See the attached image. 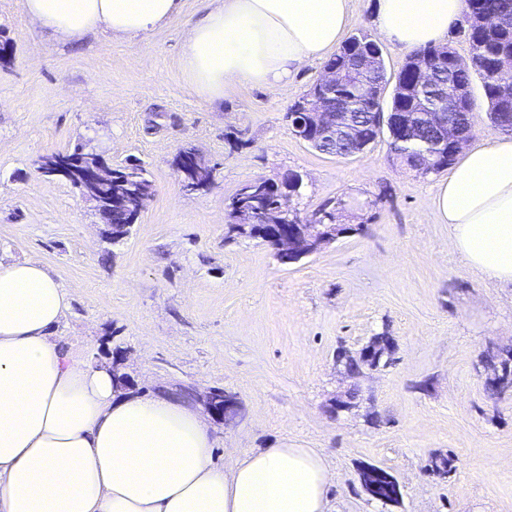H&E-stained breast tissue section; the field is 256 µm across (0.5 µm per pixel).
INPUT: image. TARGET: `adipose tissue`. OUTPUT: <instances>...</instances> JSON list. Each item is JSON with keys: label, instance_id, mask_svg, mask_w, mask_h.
<instances>
[{"label": "adipose tissue", "instance_id": "obj_1", "mask_svg": "<svg viewBox=\"0 0 512 512\" xmlns=\"http://www.w3.org/2000/svg\"><path fill=\"white\" fill-rule=\"evenodd\" d=\"M185 33L182 69L199 99L225 89L287 91L341 42L350 0H207ZM182 0H25L65 42L98 26L139 36ZM465 0H377L378 34L412 51L441 41ZM435 206L453 249L512 285V138L470 150ZM69 293L42 264L0 262V512H327L333 476L312 448H262L217 464L201 410L120 390L105 363L55 334Z\"/></svg>", "mask_w": 512, "mask_h": 512}]
</instances>
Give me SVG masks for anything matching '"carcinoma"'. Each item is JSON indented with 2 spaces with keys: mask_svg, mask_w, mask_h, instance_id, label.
<instances>
[{
  "mask_svg": "<svg viewBox=\"0 0 512 512\" xmlns=\"http://www.w3.org/2000/svg\"><path fill=\"white\" fill-rule=\"evenodd\" d=\"M466 21L471 55L464 66L448 68L442 64L434 66L431 82L434 85L453 83L464 90L461 104L441 101L435 112H423L415 101L408 86L417 80L413 69L414 62L421 58L437 56L443 46L430 45L412 51L405 59L396 76V83L389 103H384L383 92L389 82L385 68L368 69L361 67L359 54L354 48L368 47L370 37L359 33L348 38L326 65L344 68L349 75L346 81L336 85L328 103L324 106L328 120L336 127V135L322 138L315 149L336 157H349L363 152V143L350 133L358 127L368 133V142L377 139L374 124L376 105H387L389 112H415L414 122L417 132L413 138H405L399 131H391L390 151L394 158L408 169L420 174L438 172L447 168L455 160L457 150L448 148L438 135V127L445 123L457 127L462 132H471L470 112H472L471 78L477 74L483 81V89L488 103L489 119L505 133H512V99L503 100L496 94L498 82L509 78V70L501 68L504 60L512 57V0H466ZM74 152L80 154L84 163H97L98 153L78 145ZM72 152V153H74ZM423 152L435 154L440 163L436 166L420 168L416 161ZM72 153H54L43 157L39 170L47 176L59 159H68ZM191 165V185L200 191H207L214 183L215 167L209 165L198 150L187 145L179 150L174 165ZM83 196L94 202V208L101 221L109 227L108 235L112 244L122 242L131 232L128 213L148 204L152 195L151 182L146 170L140 165L118 168V178L112 185L82 182L74 183ZM299 218L296 207L283 208L276 192L254 179L243 184L230 198L226 206V239L239 237L264 239L261 231L275 224H288ZM486 369H507V359L498 350H489L482 355Z\"/></svg>",
  "mask_w": 512,
  "mask_h": 512,
  "instance_id": "obj_1",
  "label": "carcinoma"
}]
</instances>
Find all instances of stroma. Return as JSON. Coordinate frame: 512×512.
<instances>
[{"label":"stroma","instance_id":"1","mask_svg":"<svg viewBox=\"0 0 512 512\" xmlns=\"http://www.w3.org/2000/svg\"><path fill=\"white\" fill-rule=\"evenodd\" d=\"M205 6L133 40L106 27L64 43L31 22L24 0H0V261L43 263L71 292L57 336L93 362H118L137 393L200 404L236 396L217 424L227 465L254 448H314L336 474L330 512H512V393L490 397L481 356L512 345V287L453 251L433 198L447 171L405 169L388 135L347 158L298 139L287 118L324 69L302 67L287 94L227 90L212 107L189 89L182 37ZM194 145L216 180L184 190L173 164ZM113 167L142 165L154 195L120 245L42 157L75 146ZM302 177L294 202L311 219L329 201L355 225L283 265L258 239L225 242L229 198L244 183ZM395 339L391 365L353 381L336 362L371 336ZM359 388L356 407L329 402ZM455 469L431 471L433 455ZM375 465L398 481V504L363 491ZM223 392V391H222ZM219 395L223 398H219ZM224 392L220 393L215 390H209L207 394L204 396L203 405L205 410L215 417L219 421H223L224 423L232 421L235 419L236 413H230L229 409L232 407H237V402L235 398L231 400L226 405V411L224 409Z\"/></svg>","mask_w":512,"mask_h":512}]
</instances>
